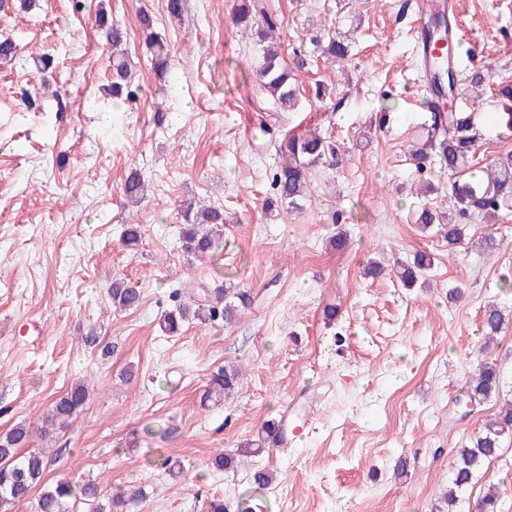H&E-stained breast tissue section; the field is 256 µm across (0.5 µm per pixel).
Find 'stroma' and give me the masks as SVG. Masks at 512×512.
<instances>
[{"instance_id": "stroma-1", "label": "stroma", "mask_w": 512, "mask_h": 512, "mask_svg": "<svg viewBox=\"0 0 512 512\" xmlns=\"http://www.w3.org/2000/svg\"><path fill=\"white\" fill-rule=\"evenodd\" d=\"M420 3L254 0L247 28L232 21L235 0H182L177 18L167 0L0 5V40L22 49L0 59V433L34 429L29 447L42 449L46 480L136 486L142 512H207L215 498L229 512L245 498L254 512H434L455 449L512 400V215L472 218L453 253L416 223L423 205L451 207L447 172L417 174L410 152L431 124L412 51ZM455 3L469 50L461 63L485 76L477 101L460 81L455 108L484 129L472 154L483 165L512 151V129L496 121L498 91L512 84V0ZM101 11L127 31L136 96L119 107ZM142 13L171 53L166 80L151 68ZM263 30L285 61L298 50L307 59L295 111L260 103ZM333 36L351 45L338 64L325 52ZM259 126L275 136L314 129L339 148L338 162L312 169L302 210L271 204L281 158L254 140ZM133 173L148 186L137 209L123 194ZM191 204L223 208L229 222L216 252L189 261L179 231ZM133 221L143 237L131 251L120 234ZM339 231L349 241L341 251L330 243ZM420 252L431 266L413 287L363 273L368 258ZM117 275L140 288L138 307L112 308ZM227 281L251 299L233 323L160 331L173 290ZM491 305L505 325L484 354ZM91 334L93 347L83 342ZM484 359L500 392L462 417L466 380ZM222 365L241 367L243 385L202 406ZM75 381L89 400L68 429L38 436ZM271 419L288 427L283 444L213 470L216 454L235 453ZM260 468L272 482L257 492ZM493 483L504 489L501 512H512V436L464 490V506Z\"/></svg>"}]
</instances>
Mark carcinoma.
<instances>
[{
    "mask_svg": "<svg viewBox=\"0 0 512 512\" xmlns=\"http://www.w3.org/2000/svg\"><path fill=\"white\" fill-rule=\"evenodd\" d=\"M146 33V42L152 50V64L158 74L165 75L169 68V53L161 38L152 31V20L146 14L139 16ZM97 25L106 43L112 47V97L131 100L135 91L128 83L129 60L124 46L126 30L112 22L105 13L97 16ZM294 68L304 65L303 55L295 53ZM262 64L256 70L255 82L266 105L280 112H291L297 104L296 91L292 83V69L280 56L278 48L270 42L262 47ZM432 129L415 148L413 159L418 173L422 174L439 159L440 166L448 170V199L452 204L456 222L444 223L440 212L424 206L417 217V224L425 231L443 234L448 242V254H453L465 235L463 221L475 216H497L512 209V154L506 153L481 168L469 165L471 153L481 128L475 117L463 112L432 113ZM277 153L283 158L271 180V187L281 204L291 210H300L311 197L309 171L331 158L336 159L338 149L332 142L316 132L284 135L272 140ZM146 187L140 176L129 177L124 185V195L133 204L144 198ZM186 224L180 228L181 250L189 258L203 256L214 250L216 240L224 232V210L219 207L192 206L186 209ZM142 225L127 224L122 231L124 245L134 250L142 239ZM430 267V260L418 254L397 271L400 282L411 287L417 283ZM108 294L112 306L119 310L139 305L141 292L123 277L112 280ZM200 292L191 293V298L164 311L159 318L160 329L168 335H178L183 326L191 321H223L231 323L241 311L250 305V296L243 288L228 283L224 285V304H205L198 299ZM505 319L501 312L489 307L483 315L485 342L495 339L503 329ZM243 373L233 366H221L214 371L204 392V401L221 402L231 396L242 383ZM500 374L491 362L484 363L478 374L467 386L468 398L478 404L499 392ZM88 399V390L82 384L71 385L50 406L45 416L44 432L69 427L71 420ZM512 435V402L504 405L485 431L474 434L469 442L455 450L452 485L445 496L446 512H456L458 493L470 484L474 474L483 464L496 458L501 450V441ZM281 429L276 421L262 427L256 440L243 452L257 455L266 445L279 442ZM30 431L24 424H17L0 434V512H12V506L38 491L37 512H138L143 501L139 489L119 490L113 494L102 493L93 481L82 484L68 480L43 482L44 456L37 450L20 453L29 442ZM500 493L492 490L476 504L474 512H499Z\"/></svg>",
    "mask_w": 512,
    "mask_h": 512,
    "instance_id": "obj_1",
    "label": "carcinoma"
}]
</instances>
